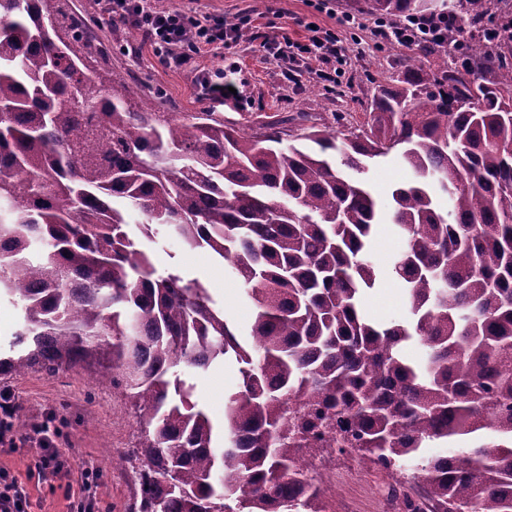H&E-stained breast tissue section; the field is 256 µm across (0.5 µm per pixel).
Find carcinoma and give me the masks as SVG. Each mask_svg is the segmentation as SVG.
<instances>
[{"label": "carcinoma", "instance_id": "obj_1", "mask_svg": "<svg viewBox=\"0 0 512 512\" xmlns=\"http://www.w3.org/2000/svg\"><path fill=\"white\" fill-rule=\"evenodd\" d=\"M500 2L465 0L464 57L420 42L436 71L407 66L360 120L240 128L135 108L69 0H0V292L24 310L0 375L99 365L98 385L122 386L142 433L131 512H327L303 448L416 464L422 492L398 512H512V15L487 37ZM367 5L392 24L437 11ZM393 156L415 180L386 214L364 176ZM132 210L149 240L175 234L232 269L254 305L248 345L199 279L156 273ZM386 219L404 245L381 269L368 244ZM387 273L401 321L362 310ZM229 356L242 383L219 429L178 368Z\"/></svg>", "mask_w": 512, "mask_h": 512}]
</instances>
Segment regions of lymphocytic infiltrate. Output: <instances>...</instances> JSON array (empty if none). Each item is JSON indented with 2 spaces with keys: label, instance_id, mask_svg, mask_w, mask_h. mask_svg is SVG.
I'll return each mask as SVG.
<instances>
[{
  "label": "lymphocytic infiltrate",
  "instance_id": "lymphocytic-infiltrate-1",
  "mask_svg": "<svg viewBox=\"0 0 512 512\" xmlns=\"http://www.w3.org/2000/svg\"><path fill=\"white\" fill-rule=\"evenodd\" d=\"M98 13L119 20L142 36L153 49L160 65L169 70H187L194 76L200 94L221 101L229 97L232 85L223 69L200 67L196 56L201 50L223 56L225 49L238 43L250 29L247 17L227 23L220 15H193L176 5H159L155 0H95ZM459 18L452 13L414 16L393 26L379 23L381 35L391 44L410 49L421 35L444 40L448 31L458 28ZM267 59L307 56L322 62L344 63L345 46L334 32L312 29L306 42L289 38H270L263 42Z\"/></svg>",
  "mask_w": 512,
  "mask_h": 512
}]
</instances>
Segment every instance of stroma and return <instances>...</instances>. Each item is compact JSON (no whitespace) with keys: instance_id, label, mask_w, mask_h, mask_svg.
Segmentation results:
<instances>
[{"instance_id":"35a3bbf8","label":"stroma","mask_w":512,"mask_h":512,"mask_svg":"<svg viewBox=\"0 0 512 512\" xmlns=\"http://www.w3.org/2000/svg\"><path fill=\"white\" fill-rule=\"evenodd\" d=\"M75 12L86 17L99 47L112 58L127 82L133 98L151 99L160 112H220L225 120L250 125L265 116H287L308 111L315 92H323L320 109L326 123L335 115L361 118L376 85L400 73L405 51L371 33L376 18L360 10L356 0H333V14H319L307 0H188L194 14L221 15L230 19L245 14L251 19L246 38L218 59L203 52L198 64L208 69L222 63L234 65L233 79L240 95L222 102L199 96L192 76L186 71L160 67L148 43L123 22L99 15L92 0H72ZM351 15L355 26L339 24ZM335 30L350 53L335 89L324 91L316 60L271 61L265 58L261 43L265 38L288 36L305 41L309 24ZM412 172L391 159L373 166L366 180L381 206H388L392 190L412 181ZM157 273L179 269L200 278L224 314L239 332H246L252 313L245 290L227 266L212 255L188 248L180 238L167 235L152 244ZM367 315L379 321L405 315L403 288L392 277L367 291L363 298ZM193 383L192 400L213 418L222 419L224 402L239 389V365L235 359L209 369H183ZM91 368H63L55 374L33 372L9 378L0 377V396L10 401L22 422V432L43 426L47 440L67 460L70 472L52 482L39 481L33 471L35 459L29 444L0 448V471L24 483L30 494V512H76L77 504L92 496L93 512H128L137 488L130 468L115 465V458L126 455L138 440L134 413L121 389L101 387ZM314 476L323 487L332 489L330 512H396L389 493H418L416 481L396 483L392 474L376 467L360 466L354 458L322 450L310 452ZM95 470L97 484L85 491L82 472Z\"/></svg>"}]
</instances>
